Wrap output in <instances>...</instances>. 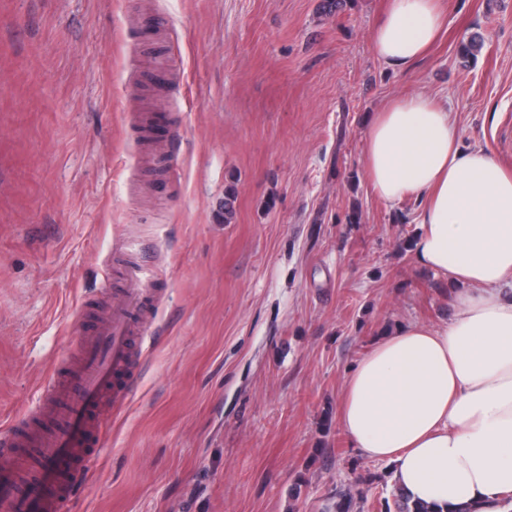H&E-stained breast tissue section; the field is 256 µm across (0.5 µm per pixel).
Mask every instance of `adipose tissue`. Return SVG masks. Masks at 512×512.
<instances>
[{"label": "adipose tissue", "instance_id": "obj_1", "mask_svg": "<svg viewBox=\"0 0 512 512\" xmlns=\"http://www.w3.org/2000/svg\"><path fill=\"white\" fill-rule=\"evenodd\" d=\"M443 24L440 0H388L372 52L408 70ZM362 163L379 199L419 201L412 258L453 284V314L376 342L344 384L339 426L352 447L392 464L410 501L502 512L512 493V168L462 148L454 112L422 92L375 112Z\"/></svg>", "mask_w": 512, "mask_h": 512}]
</instances>
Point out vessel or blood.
Here are the masks:
<instances>
[{
	"label": "vessel or blood",
	"instance_id": "vessel-or-blood-1",
	"mask_svg": "<svg viewBox=\"0 0 512 512\" xmlns=\"http://www.w3.org/2000/svg\"><path fill=\"white\" fill-rule=\"evenodd\" d=\"M152 274L135 262L125 266V286L98 329L76 337L77 367L54 375L36 409L45 431L16 423L0 433V512H64L85 482L104 445L105 399L126 401L143 362L132 338L154 310Z\"/></svg>",
	"mask_w": 512,
	"mask_h": 512
}]
</instances>
